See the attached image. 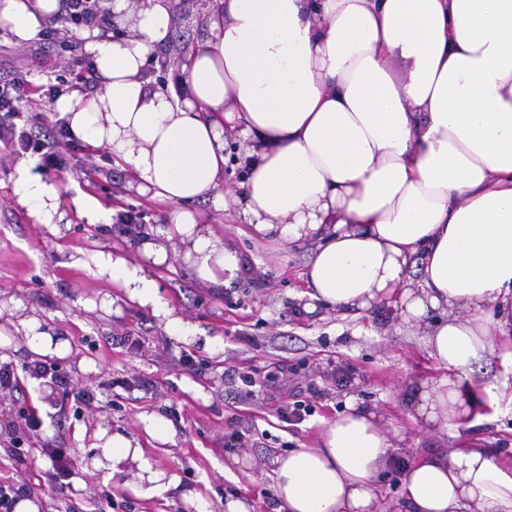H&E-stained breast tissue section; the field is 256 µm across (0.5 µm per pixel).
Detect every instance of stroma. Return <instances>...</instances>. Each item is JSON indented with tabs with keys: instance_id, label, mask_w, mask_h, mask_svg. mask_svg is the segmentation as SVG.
I'll list each match as a JSON object with an SVG mask.
<instances>
[{
	"instance_id": "1",
	"label": "stroma",
	"mask_w": 512,
	"mask_h": 512,
	"mask_svg": "<svg viewBox=\"0 0 512 512\" xmlns=\"http://www.w3.org/2000/svg\"><path fill=\"white\" fill-rule=\"evenodd\" d=\"M171 11L172 33L146 70L154 86L164 77V58L201 49L209 36L198 9L173 0ZM35 47L0 29V75L18 73L47 85L58 70H76L84 55L78 48L38 61ZM23 156L22 150L0 148V300L37 312L69 340L71 355L59 360L55 376L32 372L24 337H15L0 356L22 387L18 394L0 390V460L10 450L26 452L13 466L0 463V478H10L19 495L36 496L41 512H95L108 496L114 512H195L194 494L212 512H224L231 498L251 505V512H276L274 458L291 448L318 447L325 423L342 414L349 400L379 414L399 460L444 452L464 439L512 464V404L501 405L493 422L455 434L425 425L407 399L409 381L439 374L422 334L398 331L386 307L353 318L310 299L303 279L309 246L251 239L235 209L210 199L195 202L203 223L238 254L243 271L231 287L208 286L183 263L178 244L167 243L169 263L157 276L176 315L196 327L197 339L187 345L149 311L127 302L120 288L61 259L129 246L120 224L82 219L73 204L77 195L96 197L118 214L138 213L145 224L165 223L167 205L136 193L131 173L113 165L105 150L75 140L64 155V171L50 175L65 218L58 234L47 236L12 203L15 165ZM106 297L113 301L107 311L100 306ZM79 298L88 307L76 306ZM283 363L287 372L267 384L266 375ZM246 375L255 386L243 383ZM48 381L55 388L51 402L45 399ZM298 402L307 405L308 416L297 425L284 423L282 410ZM29 406L37 410L39 428L26 427L20 417ZM145 411L166 417L173 442L143 435L138 416ZM101 428L138 435L146 458L175 475V486L162 497L140 500L122 482L87 471L83 459ZM47 443L70 449L77 460L78 481L67 498L44 477L39 450Z\"/></svg>"
}]
</instances>
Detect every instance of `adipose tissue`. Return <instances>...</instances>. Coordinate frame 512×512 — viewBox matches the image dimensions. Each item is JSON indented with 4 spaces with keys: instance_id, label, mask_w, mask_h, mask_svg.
<instances>
[{
    "instance_id": "1",
    "label": "adipose tissue",
    "mask_w": 512,
    "mask_h": 512,
    "mask_svg": "<svg viewBox=\"0 0 512 512\" xmlns=\"http://www.w3.org/2000/svg\"><path fill=\"white\" fill-rule=\"evenodd\" d=\"M115 10L129 37L82 34L98 89L55 109L169 210L143 229L137 258L94 251L81 260L88 273L192 341L152 270L175 240L201 282L237 279V253L190 205L223 201L224 140L238 139L248 176L231 199L250 234L313 243L310 298L344 314L385 305L398 329L423 333L442 370L415 392L425 423L487 419L499 398L473 368L512 342V0H219L206 48L164 91L144 71L174 25L166 0H116ZM61 11V0H0V27L23 44ZM15 171L16 203L56 233L58 186L31 160ZM15 331L36 359L69 352L38 314ZM95 438L93 471L120 479L137 463L130 488L145 500L172 485L136 437ZM391 465L378 415L354 408L325 425L319 447L276 457L275 495L283 512H372ZM399 505L512 512V466L474 447L418 457L402 472Z\"/></svg>"
}]
</instances>
